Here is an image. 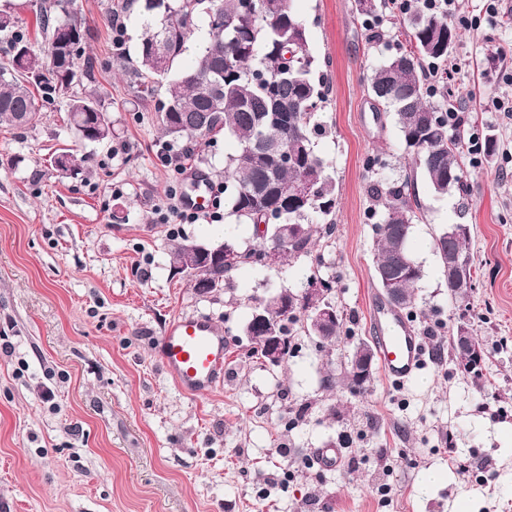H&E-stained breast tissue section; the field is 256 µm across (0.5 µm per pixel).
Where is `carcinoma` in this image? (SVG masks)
<instances>
[{
	"label": "carcinoma",
	"instance_id": "obj_1",
	"mask_svg": "<svg viewBox=\"0 0 512 512\" xmlns=\"http://www.w3.org/2000/svg\"><path fill=\"white\" fill-rule=\"evenodd\" d=\"M251 15L240 12L239 0H145L146 15L152 18L137 45L131 70L137 93L150 99L166 88L165 99L156 109L157 124L168 141L188 139L195 145L209 146L222 137L235 141L237 148L224 157V168L217 175L224 178V208L242 224L258 227L267 210L277 213L279 225L299 224L296 242L284 249L275 266L279 270L288 261L313 252V224L309 217L317 213L332 215L336 208V185L328 165L314 147L313 137L321 130L318 114L326 99L323 82L315 78L317 64L307 48L306 31L294 8V0H266ZM73 0H42L36 11V25L50 40L54 31L68 27L73 35L53 46V58L42 61L35 53L26 65L14 66L15 50L28 46L15 17L5 11L10 25L0 33L10 35L9 51L0 61V126L21 129L36 117V95L49 100L58 98L57 80L44 77L52 60H57L58 80L66 78V62L80 55L88 36L86 20L70 8ZM412 47L385 58L372 70L367 81L377 102L393 110L405 150L419 165L435 193L445 195L453 187L463 186L465 143L448 133V103L428 99L423 61H446L457 38L448 18L419 7L408 19ZM205 32V45L193 66L179 69L187 43ZM164 38L168 58L162 66L155 57V36ZM298 105L283 121L284 102ZM68 125L79 139H112L111 115L94 93L75 94L65 101ZM268 144L288 150L291 164L284 169L271 168L270 160L259 154L249 161L246 154L261 151ZM51 166L66 175L83 173L85 159L66 149H58L50 158ZM316 171L320 183L313 198L302 205L294 200L298 183ZM372 192L381 205V220L374 225L377 237L375 274L388 270L397 278L400 309L414 312V290L423 277L420 263L410 251L413 205L417 204L411 183L375 184ZM454 225L436 238L440 271L448 295L464 299L462 284L448 275V251L470 256L469 232L454 234ZM224 247L238 253L233 266L201 265L187 276L194 290L205 286L219 292L232 271L254 262L264 248L259 241L242 248L231 242ZM283 334L288 350L294 349L296 332L304 331L303 315H283ZM465 369L482 377V347L477 345L462 354Z\"/></svg>",
	"mask_w": 512,
	"mask_h": 512
}]
</instances>
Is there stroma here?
Instances as JSON below:
<instances>
[{
    "label": "stroma",
    "instance_id": "35a3bbf8",
    "mask_svg": "<svg viewBox=\"0 0 512 512\" xmlns=\"http://www.w3.org/2000/svg\"><path fill=\"white\" fill-rule=\"evenodd\" d=\"M116 2H74L90 27L84 53L96 61L83 89L110 111L114 137L79 140L57 100L39 102L27 129L0 128V512H512V116L495 108L512 103V0H499L493 21L485 0H457L477 23L458 31L443 93L496 150L467 155L466 190L445 195L405 162L366 81L405 45L402 17L377 24L355 0H295L327 88L315 145L338 203L322 252L345 322L323 350L298 336L274 368L249 354L248 298L300 289L310 260L279 273L244 265L223 292L204 295L171 269L182 239L244 246L253 228L160 223L168 188L210 177L235 145L208 148L211 166L183 175L161 165L157 102L141 100L128 64L143 15L136 5L123 13L125 44L115 49L106 13ZM59 148L90 157L88 170L54 171ZM406 178L423 269L413 320L429 360L405 385L377 371L353 393L344 370L371 337L379 293L371 188ZM451 224L470 227L476 287L462 302L449 297L435 250ZM177 316L206 317L227 338L229 364L211 393L183 394L159 360L157 341ZM461 327L485 350L477 384L448 345ZM336 444L339 467L312 465L315 451ZM428 470L441 478L424 489Z\"/></svg>",
    "mask_w": 512,
    "mask_h": 512
}]
</instances>
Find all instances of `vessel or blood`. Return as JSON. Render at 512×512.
Listing matches in <instances>:
<instances>
[{
  "mask_svg": "<svg viewBox=\"0 0 512 512\" xmlns=\"http://www.w3.org/2000/svg\"><path fill=\"white\" fill-rule=\"evenodd\" d=\"M370 323L385 379L394 385L409 382L421 368L426 348L408 314L376 297L371 302ZM157 351L167 375L185 394L210 392L224 380L227 341L204 317L180 316L170 321Z\"/></svg>",
  "mask_w": 512,
  "mask_h": 512,
  "instance_id": "vessel-or-blood-1",
  "label": "vessel or blood"
}]
</instances>
